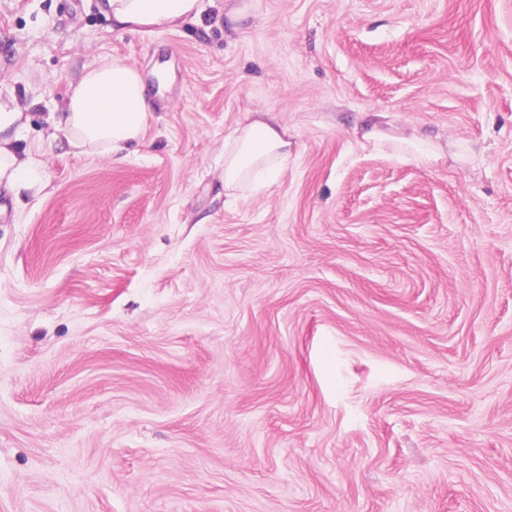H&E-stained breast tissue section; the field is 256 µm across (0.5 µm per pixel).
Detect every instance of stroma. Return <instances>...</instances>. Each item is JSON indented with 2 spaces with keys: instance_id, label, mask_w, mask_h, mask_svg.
<instances>
[{
  "instance_id": "1",
  "label": "stroma",
  "mask_w": 512,
  "mask_h": 512,
  "mask_svg": "<svg viewBox=\"0 0 512 512\" xmlns=\"http://www.w3.org/2000/svg\"><path fill=\"white\" fill-rule=\"evenodd\" d=\"M239 2L0 0L48 181L0 186V512H512V0ZM112 56L152 116L76 154L52 116ZM255 111L288 163L225 195ZM112 25L150 35L198 18L201 0H98ZM380 144L393 151L400 153L404 149H410L413 156L424 165H432L439 159V154L434 148L429 146V141L418 136L409 138L382 137Z\"/></svg>"
}]
</instances>
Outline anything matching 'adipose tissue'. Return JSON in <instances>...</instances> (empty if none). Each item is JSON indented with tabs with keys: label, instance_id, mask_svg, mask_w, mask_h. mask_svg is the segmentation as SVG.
Segmentation results:
<instances>
[{
	"label": "adipose tissue",
	"instance_id": "ef3b65f1",
	"mask_svg": "<svg viewBox=\"0 0 512 512\" xmlns=\"http://www.w3.org/2000/svg\"><path fill=\"white\" fill-rule=\"evenodd\" d=\"M114 26L150 35L198 18L200 0H99ZM150 118L140 71L119 59L86 67L53 120L68 146L80 154L117 155L140 140ZM23 114L0 102V184L16 199L40 195L48 186L33 150H20ZM288 132L270 112H249L224 145V190L243 189L257 174L278 175L288 160Z\"/></svg>",
	"mask_w": 512,
	"mask_h": 512
}]
</instances>
